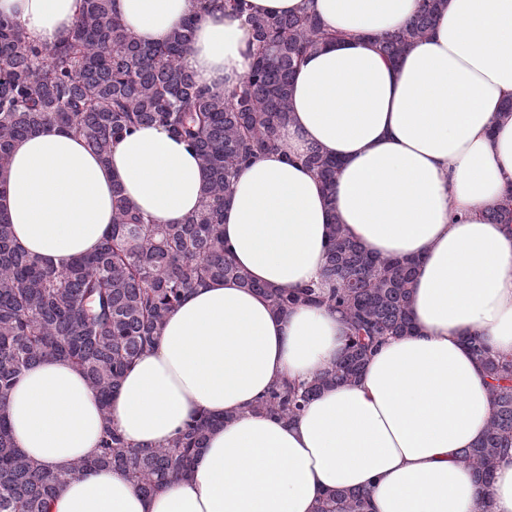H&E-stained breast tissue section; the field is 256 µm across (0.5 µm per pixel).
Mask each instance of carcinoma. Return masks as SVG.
<instances>
[{
  "instance_id": "obj_1",
  "label": "carcinoma",
  "mask_w": 512,
  "mask_h": 512,
  "mask_svg": "<svg viewBox=\"0 0 512 512\" xmlns=\"http://www.w3.org/2000/svg\"><path fill=\"white\" fill-rule=\"evenodd\" d=\"M443 2L420 0L402 28L377 38L381 54L395 62L427 38ZM197 20L185 18L167 43L148 46L114 14L112 0H82L70 36L42 46L0 15V174L12 143L44 126L80 137L105 160L114 140L154 124L188 142L209 171L199 210L182 224L152 223L113 188L111 232L96 253L64 269L45 266L18 248L0 212V512H48L67 479L87 468L121 470L138 492L152 495L190 477L208 434L224 423L202 411L168 443L134 445L114 427L110 398L192 288L225 278L257 287L226 254L224 206L241 166L278 146L303 55L337 34L312 14L247 16L254 63L241 84L221 96L197 86L181 66ZM300 162L333 192L336 160L311 147ZM487 218L512 225V191ZM415 265L411 259L368 256L334 225L322 271L326 287L264 293L277 313L299 305L342 312L350 327L345 351L308 380L275 383L255 410L295 418L322 390L356 382L387 338L413 330ZM465 342L486 373L494 412L485 438L463 449L461 460L489 484L500 456L512 448V355L492 350L476 334ZM47 359L66 360L83 374L105 421L98 453L57 471L18 448L9 424L12 388ZM367 510L368 495L359 490L329 492L317 505V512Z\"/></svg>"
}]
</instances>
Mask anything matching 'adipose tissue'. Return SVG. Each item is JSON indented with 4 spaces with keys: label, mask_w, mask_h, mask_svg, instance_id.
I'll list each match as a JSON object with an SVG mask.
<instances>
[{
    "label": "adipose tissue",
    "mask_w": 512,
    "mask_h": 512,
    "mask_svg": "<svg viewBox=\"0 0 512 512\" xmlns=\"http://www.w3.org/2000/svg\"><path fill=\"white\" fill-rule=\"evenodd\" d=\"M82 0H0L30 41L65 40ZM420 0H247L256 14L320 17L336 42L308 52L292 81L277 149L241 169L224 208V244L257 289L216 279L190 290L155 348L126 372L112 421L140 445L172 438L196 411L225 416L192 478L146 496L118 470L78 473L50 512H314L322 492L366 490L370 512H478L476 475L459 459L492 415L474 332L512 353V227L485 214L512 188V0H447L432 33L398 62L378 35ZM128 30L165 44L198 0H113ZM181 64L229 94L254 61L248 30L202 9ZM340 161L333 192L295 158L310 146ZM209 175L158 125L108 160L47 127L14 142L0 212L14 242L61 269L112 228V186L158 224L198 209ZM364 252L419 261L415 332L389 338L361 377L318 395L291 420L251 412L276 381L304 380L343 351L340 311L273 312L264 288L318 286L333 224ZM19 448L55 470L91 458L104 427L97 395L68 361L32 366L10 394Z\"/></svg>",
    "instance_id": "adipose-tissue-1"
}]
</instances>
